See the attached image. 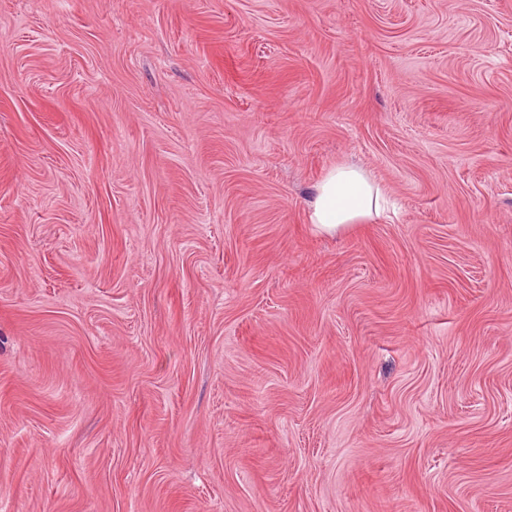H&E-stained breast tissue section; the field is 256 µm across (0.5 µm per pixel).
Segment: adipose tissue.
Wrapping results in <instances>:
<instances>
[{
  "label": "adipose tissue",
  "instance_id": "ef3b65f1",
  "mask_svg": "<svg viewBox=\"0 0 512 512\" xmlns=\"http://www.w3.org/2000/svg\"><path fill=\"white\" fill-rule=\"evenodd\" d=\"M385 198L371 175L352 165L331 167L315 184L309 221L321 233L333 235L382 216Z\"/></svg>",
  "mask_w": 512,
  "mask_h": 512
}]
</instances>
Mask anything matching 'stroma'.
<instances>
[{
	"label": "stroma",
	"mask_w": 512,
	"mask_h": 512,
	"mask_svg": "<svg viewBox=\"0 0 512 512\" xmlns=\"http://www.w3.org/2000/svg\"><path fill=\"white\" fill-rule=\"evenodd\" d=\"M0 512H512V0H0ZM384 211V195L371 175L342 164L331 167L315 184L308 215L317 230L334 235L355 224L373 222Z\"/></svg>",
	"instance_id": "obj_1"
}]
</instances>
